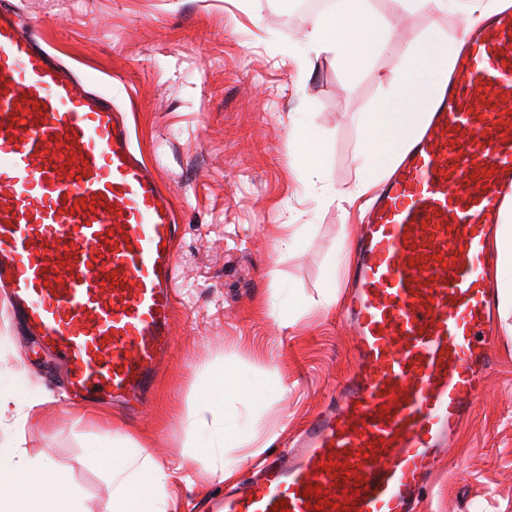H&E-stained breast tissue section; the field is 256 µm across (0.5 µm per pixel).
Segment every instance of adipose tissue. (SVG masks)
I'll list each match as a JSON object with an SVG mask.
<instances>
[{"label":"adipose tissue","mask_w":512,"mask_h":512,"mask_svg":"<svg viewBox=\"0 0 512 512\" xmlns=\"http://www.w3.org/2000/svg\"><path fill=\"white\" fill-rule=\"evenodd\" d=\"M408 10L432 7L449 14L488 17L512 8V0H398ZM389 25L376 14L370 0H334L329 9L306 20V36L316 54L333 56L345 68H366L388 39ZM465 34L443 37L426 34L417 39L389 83L386 103L357 119L360 139L355 154L358 178L352 188L335 191L336 202L356 204L385 177L429 124L437 102L454 74ZM497 276L502 301H512V206L495 241ZM249 381L231 368L215 372L201 391L193 422L210 437L167 471L145 448L126 435L104 437L95 459L107 471L112 496L107 512H175L174 488L191 483L200 469L227 481L236 463L227 449L237 447L240 431L224 418L225 402L248 396ZM0 512H82L81 502L66 475L46 460L29 457L18 442L0 444Z\"/></svg>","instance_id":"ef3b65f1"}]
</instances>
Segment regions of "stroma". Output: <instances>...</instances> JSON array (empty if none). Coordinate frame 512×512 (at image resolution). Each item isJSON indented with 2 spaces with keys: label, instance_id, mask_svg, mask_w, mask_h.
Listing matches in <instances>:
<instances>
[{
  "label": "stroma",
  "instance_id": "35a3bbf8",
  "mask_svg": "<svg viewBox=\"0 0 512 512\" xmlns=\"http://www.w3.org/2000/svg\"><path fill=\"white\" fill-rule=\"evenodd\" d=\"M37 36L126 111L132 145L174 203L177 224L174 343L138 416L119 406L71 407L53 358L19 335L0 295V388L45 392L24 433L0 417V441L65 472L84 512H106L112 486L92 447L104 432L131 436L160 463L176 466L207 437L192 415L213 372L235 368L254 404L231 400L234 420L260 407L256 444L286 454L292 438L327 403L354 364V336L342 317L345 273L356 259L357 209L318 205L353 187L357 117L385 104L387 82L418 37L456 34L460 17L406 11L373 0L392 25L367 70L309 56L305 16L290 0H10ZM309 113L323 164L298 168L287 130ZM304 232L285 252L282 225ZM335 283L337 304L280 327L276 296L320 300ZM491 377L421 504L422 512H512V310L494 309ZM281 433L267 443L266 432Z\"/></svg>",
  "mask_w": 512,
  "mask_h": 512
}]
</instances>
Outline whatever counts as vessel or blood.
I'll list each match as a JSON object with an SVG mask.
<instances>
[{"label":"vessel or blood","mask_w":512,"mask_h":512,"mask_svg":"<svg viewBox=\"0 0 512 512\" xmlns=\"http://www.w3.org/2000/svg\"><path fill=\"white\" fill-rule=\"evenodd\" d=\"M358 228L355 365L287 454L207 512H418L490 375V237L512 198V13L479 23ZM176 217L112 96L0 0V286L72 393L133 409L174 343Z\"/></svg>","instance_id":"obj_1"}]
</instances>
